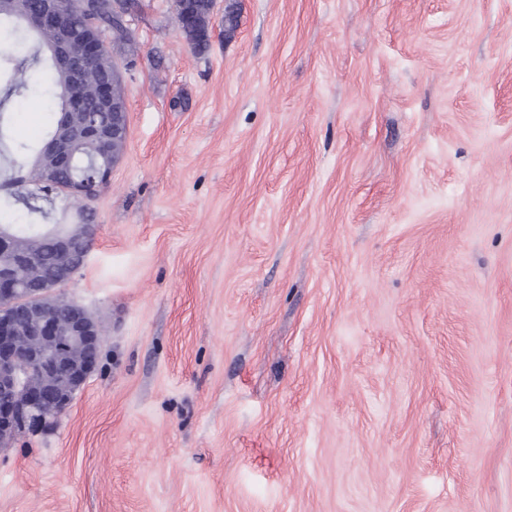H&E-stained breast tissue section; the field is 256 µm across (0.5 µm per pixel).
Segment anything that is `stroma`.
<instances>
[{
  "instance_id": "obj_1",
  "label": "stroma",
  "mask_w": 512,
  "mask_h": 512,
  "mask_svg": "<svg viewBox=\"0 0 512 512\" xmlns=\"http://www.w3.org/2000/svg\"><path fill=\"white\" fill-rule=\"evenodd\" d=\"M238 26L224 29L225 9ZM113 46L129 137L64 294L87 381L0 512H512V0H174ZM177 17L180 23L188 21L185 10L192 12L193 21L181 27L183 34L194 50L203 51L208 47V33L212 14L210 13V0H175Z\"/></svg>"
}]
</instances>
